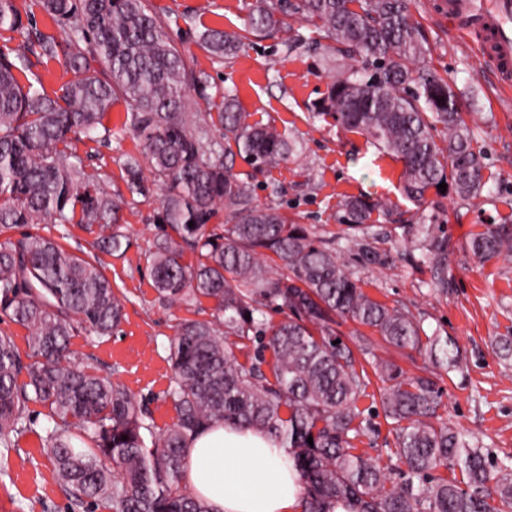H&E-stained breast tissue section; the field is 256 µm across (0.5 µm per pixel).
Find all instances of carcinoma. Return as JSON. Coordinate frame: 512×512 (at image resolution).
<instances>
[{
  "instance_id": "cac0c4a2",
  "label": "carcinoma",
  "mask_w": 512,
  "mask_h": 512,
  "mask_svg": "<svg viewBox=\"0 0 512 512\" xmlns=\"http://www.w3.org/2000/svg\"><path fill=\"white\" fill-rule=\"evenodd\" d=\"M36 4L65 39L28 28L16 0H0V31L20 39L18 49L0 51V234L71 225L93 236L101 253L128 251L124 195L106 191L73 149L101 129L109 136L103 119L121 101L124 127L142 143V154H124L126 189L150 197L144 158L162 190V234L150 255L154 288L168 303L213 301L215 320L179 324L170 345L176 421L156 433L132 392L71 359L75 332L110 336L124 318L99 257L82 258L28 230L0 242V313L30 330L33 358L23 362L10 337L0 336V444L31 428L29 404L50 409L47 454L66 494L88 512L99 504L112 512H212L188 491L183 473L188 441L216 423L257 430L287 449L303 512L338 505L347 512H512V463H493L490 449L448 425L437 383L377 360L363 334L349 343L336 331L350 320L395 350L464 374L453 337L429 335L406 308L371 297L343 258L355 245L362 264L388 262L369 232L378 211L403 229L397 256L428 269L429 291L448 295L450 241L437 224L444 209L438 185L461 201L484 186V154L448 79L425 64L429 48L411 0H255L243 32L199 35L219 58L242 51L251 35L284 28L292 49L302 41L287 26L293 17L330 40L317 44L336 59L312 117L365 135L400 161L405 198L428 209L408 224L391 205L347 196L340 206L365 228L355 240L324 239L255 202L234 157L245 154L263 172L297 159L301 144L272 124L248 123L234 89L224 91L217 120L191 115L205 98L204 82L148 0ZM53 60L70 78L50 94L32 68ZM221 212L224 222L214 223ZM467 247L479 260L511 259L512 223L486 225ZM188 254L194 261L185 262ZM271 311L286 317L275 324ZM231 337L255 344L247 362L237 360ZM372 374L383 383L377 394L369 392ZM366 398L380 399L391 425L384 466L357 453L372 429L360 407ZM441 468L458 469L461 478L442 476Z\"/></svg>"
}]
</instances>
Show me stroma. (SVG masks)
I'll use <instances>...</instances> for the list:
<instances>
[{"mask_svg":"<svg viewBox=\"0 0 512 512\" xmlns=\"http://www.w3.org/2000/svg\"><path fill=\"white\" fill-rule=\"evenodd\" d=\"M251 0H150L166 23V32L195 70L204 72L211 103H221L225 90H236L248 122L275 125L302 144L297 161L253 174L243 157L234 170L248 176L255 199L272 204L288 217L311 227L319 236L349 234L347 215L339 203L346 196L397 205L414 213L400 191L402 164L363 135L338 129L332 120L312 116L311 106L326 90L328 75L313 47L320 34L306 22H295L301 47L289 51L281 34L254 39L233 57L217 58L203 49L198 36L205 29L231 31L242 27ZM439 0H415L430 52L428 65L447 78L469 114L485 156L486 181L480 196L467 203L444 200L440 216L451 241L447 296L431 294L427 270L397 260L385 266L360 265L353 253L344 259L364 282L365 291L390 305L405 306L422 319L426 331L457 339L465 356L463 374L437 377L443 391L444 415L468 441L490 448L494 457L512 456V361L497 352L499 337L512 336V262L475 260L468 248L471 234L512 215V94L503 92L491 63L449 29ZM125 107L116 102L103 119L110 136L75 143L88 169L97 171L111 192L124 190L122 156L137 154L141 144L123 127ZM162 193L128 199L121 215L131 239L124 256H103L102 269L123 301L125 319L106 337L77 333L71 349L77 362L127 387L147 404L156 431L175 421L168 393L173 368L170 343L186 320H212L214 304H169L160 300L151 277L150 254L160 234L154 217ZM33 431L23 433L11 448L0 447V512H82L72 505L44 452L53 425L47 407L30 404Z\"/></svg>","mask_w":512,"mask_h":512,"instance_id":"stroma-1","label":"stroma"}]
</instances>
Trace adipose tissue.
I'll return each instance as SVG.
<instances>
[{"label": "adipose tissue", "mask_w": 512, "mask_h": 512, "mask_svg": "<svg viewBox=\"0 0 512 512\" xmlns=\"http://www.w3.org/2000/svg\"><path fill=\"white\" fill-rule=\"evenodd\" d=\"M184 480L213 512H301L288 454L269 436L216 424L188 445Z\"/></svg>", "instance_id": "ef3b65f1"}]
</instances>
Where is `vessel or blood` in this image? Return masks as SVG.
Masks as SVG:
<instances>
[{
  "label": "vessel or blood",
  "mask_w": 512,
  "mask_h": 512,
  "mask_svg": "<svg viewBox=\"0 0 512 512\" xmlns=\"http://www.w3.org/2000/svg\"><path fill=\"white\" fill-rule=\"evenodd\" d=\"M441 13L482 56L496 60L500 83L512 85V0H442Z\"/></svg>",
  "instance_id": "b4317fda"
}]
</instances>
